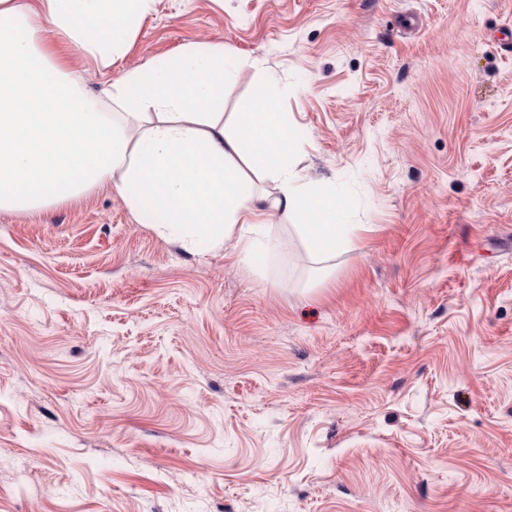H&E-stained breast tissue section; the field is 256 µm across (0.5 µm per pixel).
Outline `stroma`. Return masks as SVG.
<instances>
[{"mask_svg":"<svg viewBox=\"0 0 512 512\" xmlns=\"http://www.w3.org/2000/svg\"><path fill=\"white\" fill-rule=\"evenodd\" d=\"M512 0H153L266 77L362 247L192 254L106 188L0 212V512H512Z\"/></svg>","mask_w":512,"mask_h":512,"instance_id":"stroma-1","label":"stroma"}]
</instances>
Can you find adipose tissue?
<instances>
[{
	"mask_svg": "<svg viewBox=\"0 0 512 512\" xmlns=\"http://www.w3.org/2000/svg\"><path fill=\"white\" fill-rule=\"evenodd\" d=\"M152 0H0V211L116 191L129 210L189 252L234 241L243 258L279 246L273 216L318 262L357 248L329 184H299L298 145L280 90L263 109L223 115L226 55L190 44L127 69L90 94L72 53L110 70L128 51Z\"/></svg>",
	"mask_w": 512,
	"mask_h": 512,
	"instance_id": "obj_1",
	"label": "adipose tissue"
}]
</instances>
